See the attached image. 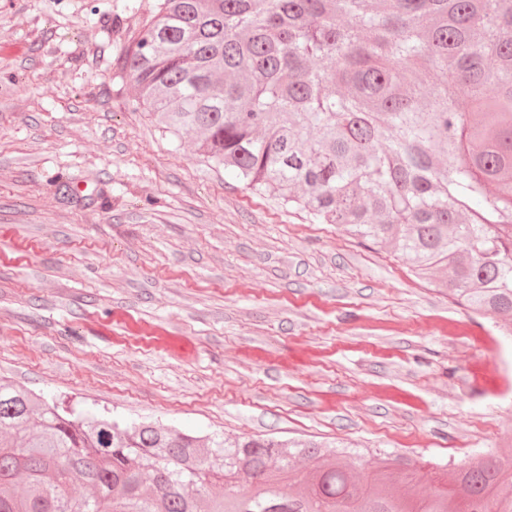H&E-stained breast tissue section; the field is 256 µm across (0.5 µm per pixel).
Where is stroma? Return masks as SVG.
Returning a JSON list of instances; mask_svg holds the SVG:
<instances>
[{
    "instance_id": "obj_1",
    "label": "stroma",
    "mask_w": 512,
    "mask_h": 512,
    "mask_svg": "<svg viewBox=\"0 0 512 512\" xmlns=\"http://www.w3.org/2000/svg\"><path fill=\"white\" fill-rule=\"evenodd\" d=\"M154 3L0 0V383L195 436L395 450L408 498L512 445L491 318L136 110L119 59Z\"/></svg>"
}]
</instances>
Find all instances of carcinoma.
Wrapping results in <instances>:
<instances>
[{"label": "carcinoma", "instance_id": "obj_1", "mask_svg": "<svg viewBox=\"0 0 512 512\" xmlns=\"http://www.w3.org/2000/svg\"><path fill=\"white\" fill-rule=\"evenodd\" d=\"M137 104L177 142L320 224L393 249L512 334V0H156L122 56ZM469 119L461 120V114ZM382 465L352 482L350 442L214 436L84 422L0 385V512H194L206 476L312 461L315 512H416ZM458 469L484 512H512V461ZM79 478L93 496L68 488ZM207 512H241L214 497Z\"/></svg>", "mask_w": 512, "mask_h": 512}]
</instances>
